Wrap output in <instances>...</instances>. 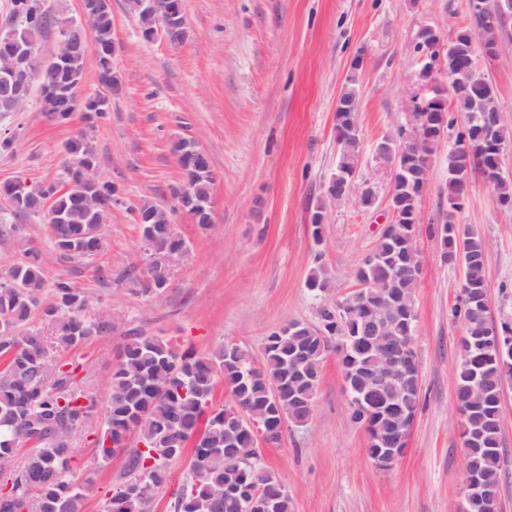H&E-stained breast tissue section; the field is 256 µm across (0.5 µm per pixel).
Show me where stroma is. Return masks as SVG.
Listing matches in <instances>:
<instances>
[{
    "instance_id": "1",
    "label": "stroma",
    "mask_w": 512,
    "mask_h": 512,
    "mask_svg": "<svg viewBox=\"0 0 512 512\" xmlns=\"http://www.w3.org/2000/svg\"><path fill=\"white\" fill-rule=\"evenodd\" d=\"M110 3L122 92L111 99L109 120L92 132L98 175L125 200L108 218L96 262L110 269V278L97 281L94 264L60 259L42 218L23 224L43 252L50 280H69L98 298L114 321L111 335L57 354L77 366L100 406L71 460L75 478L89 486L82 512H103L126 479L125 456L102 464L94 448L111 397L112 364L129 336L170 338L198 355L235 343L258 356L272 332L295 322L319 326L321 306L358 289L357 269L393 221L390 176L374 147L409 119L421 86L416 35L431 26L448 39L474 23L469 0H184L187 37L174 45L144 39L128 0ZM361 50L366 62L355 74L364 143L355 181L375 184L378 198L368 208L351 199L329 205L325 188L339 161L336 100ZM475 63L512 124V33L493 61ZM84 126L78 118L47 121L38 92H31L20 111L0 115V136L15 138L11 151L0 154V183L64 179L72 163L64 144ZM179 138L196 140L217 174L213 222L205 230L172 209V190L182 181L172 152ZM447 155V144H440L419 202L422 269L413 347L421 405L406 448L389 468L375 466L365 426L350 417L338 357L328 351L311 419L287 424L279 443L261 447L265 465L288 487L291 512H460L464 460L455 369L463 326L453 308L463 269L443 261L435 234L448 208ZM144 200L172 210L189 245L156 295L135 292L128 277L132 270L146 274L140 229L127 211ZM320 205L325 222L317 240L312 215ZM456 221L485 235L490 311L496 322L512 324V208L478 177ZM316 267L331 284L318 296L306 286ZM501 415L500 502L503 512H512V377Z\"/></svg>"
}]
</instances>
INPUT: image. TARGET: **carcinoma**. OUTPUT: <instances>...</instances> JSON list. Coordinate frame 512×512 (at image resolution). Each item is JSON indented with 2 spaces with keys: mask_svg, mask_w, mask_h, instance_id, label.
I'll list each match as a JSON object with an SVG mask.
<instances>
[{
  "mask_svg": "<svg viewBox=\"0 0 512 512\" xmlns=\"http://www.w3.org/2000/svg\"><path fill=\"white\" fill-rule=\"evenodd\" d=\"M168 7L183 11V0H157L135 10L142 36L159 37L154 13ZM96 13L91 46L78 41L70 55V65L35 58L21 64L28 82H37L41 112L47 120L64 114L85 120L109 119V96L102 95L98 107L87 96L73 90L71 78L84 81L85 60L95 55L99 81L112 91L115 75L112 55V8ZM479 41L470 27L459 28L444 52L449 96L448 105H435L426 121L414 118L396 134L377 142L375 149L389 152L391 207L401 216L377 240L371 253L356 272L357 281L371 282L334 307L320 309L321 327L292 323L270 334L258 363L247 349L224 344L207 356L196 357L157 336H134L118 351L112 366L110 400L97 440L96 457L109 462L117 454L127 458V480L107 501L105 512H142L149 508L154 493L169 484L168 464L180 460L174 451L193 445L190 482L172 492L173 512H239L238 502L224 497V485L235 480L241 495H266L275 499L274 512H291L288 490L283 480L266 468L261 454L249 464L236 463L234 450L251 448L255 439L247 420L254 412L264 418L265 428L275 441L282 430L274 427L288 422L302 424L312 416L323 359L333 338H340L336 354L349 391L361 392L365 381L353 370L372 371L384 365L381 350L370 345L373 328L387 325L386 339L408 347L415 357L413 341L417 315L394 307L396 288L415 289L421 261L415 245L417 203L422 193L424 173L435 146L448 137V210L438 226L444 260L454 262L464 253L463 282L455 316L463 324L464 358L456 367L458 391L463 392L479 378L481 399L470 406L466 423L474 431L478 447L485 449L480 476L489 486L499 485L501 455V395L506 378L512 375V325L500 324L491 334L487 295V243L473 226L455 222L464 206L467 174L477 173L489 180L501 202L512 203V175L504 172L502 155L512 147V126L500 116L493 87L478 76L475 45L491 48L499 44L503 31L472 11ZM69 17L54 13L45 0H10L6 23H15L17 45L38 48L40 39L59 21ZM465 114L466 123L455 133L454 112ZM336 141L340 157L336 173L329 180L327 199L342 202L349 198L362 151L358 125V90L355 77L336 105ZM191 140L181 138L173 152L183 172V184L173 189V198L188 204L187 213L199 226L211 222V164L185 163ZM64 149L73 158L66 169L70 190L61 181L32 182L15 193L12 182L0 185V194L9 201L10 212L0 214V239L15 242L20 260L0 278V512H81L88 488L71 474L70 453L74 440L97 409L95 397L77 381V369L63 368L54 357L59 349H72L112 332V314L90 301V295L65 279L52 283L53 299L44 304L40 295L47 286V271L40 249L23 235L21 223L40 215L49 224L53 246L65 259H92L102 250L103 237L94 227L99 204L101 216L123 204L118 188L110 181L79 180V167H98V157L90 134L81 131L68 140ZM140 227L144 250L151 258L147 274L133 282L144 295L166 287L168 267L154 260L162 249L178 259L188 253L187 242L172 224L155 223L159 207L144 201L129 207ZM229 388L231 400L214 405L219 382ZM420 393L397 383L393 392L375 396L377 405L391 398L400 402V412L370 411L350 405L351 418L366 425L368 454L380 445L395 447L399 438L398 420L412 419L419 407ZM25 429L34 438L33 446L21 450L15 444L17 430Z\"/></svg>",
  "mask_w": 512,
  "mask_h": 512,
  "instance_id": "obj_1",
  "label": "carcinoma"
}]
</instances>
